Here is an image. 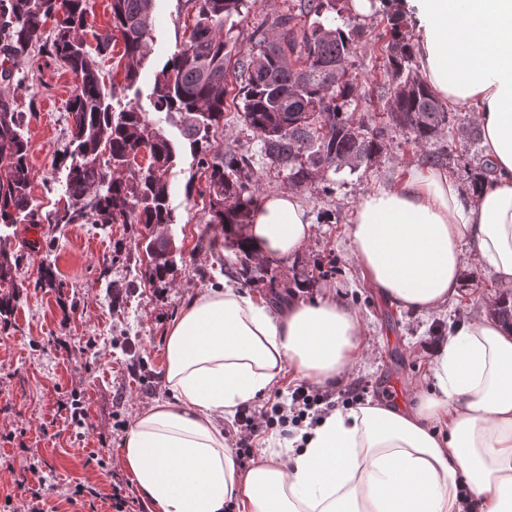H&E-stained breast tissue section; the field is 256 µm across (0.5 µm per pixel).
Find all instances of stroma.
<instances>
[{
    "instance_id": "1",
    "label": "stroma",
    "mask_w": 512,
    "mask_h": 512,
    "mask_svg": "<svg viewBox=\"0 0 512 512\" xmlns=\"http://www.w3.org/2000/svg\"><path fill=\"white\" fill-rule=\"evenodd\" d=\"M293 0H257L233 30L241 48L252 34L270 29ZM194 12L185 0H156L152 53L137 89L123 90L121 47L108 57L116 100H136L150 122H160L150 98L155 76L190 34ZM337 26L360 30L350 76L360 94L349 109L356 116L383 113L376 86L386 57L379 38L384 21L378 7L358 12L346 7ZM29 89L17 103L26 114L30 194L42 222L38 226H0V249L13 265L0 297L12 296L8 323L0 322V512H21L36 477H43L58 512H85L67 499L79 483L98 487L100 512H112V484L128 480L120 454L121 438L136 416L154 400L166 399L162 385L163 335L167 321L188 296L220 277L265 300L271 307L291 295L330 293L344 299L359 317L367 352L354 365L350 383L370 402H385L384 384L397 378L401 401L434 389L431 362L437 346L469 318L489 314L498 297L493 274L467 263L461 292L440 311L401 312L370 288L352 249L350 219L357 202L381 186L398 184L409 165L424 166L425 153L407 147V133L391 129L382 152L358 171L341 170L298 187L297 194L314 224L306 248L293 258L264 263L270 280L249 284L238 274L244 254L239 241L245 225L227 235L211 223L208 173L190 151H182L168 178L174 224L162 228L173 251L174 268L166 282L153 281L142 225L98 224L86 218L56 224L55 212L68 204L65 194L71 120L65 106L76 80L53 59L32 52L21 64ZM239 85L230 82L224 97V122L212 130L213 152L251 156L256 198L289 189L286 169L272 164L244 124ZM482 161V146L456 139L444 168L469 186ZM78 400L86 409L81 425L71 424L63 402ZM102 454L105 467L89 463ZM41 461L33 475L31 458Z\"/></svg>"
}]
</instances>
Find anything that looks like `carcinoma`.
Masks as SVG:
<instances>
[{"label":"carcinoma","instance_id":"obj_1","mask_svg":"<svg viewBox=\"0 0 512 512\" xmlns=\"http://www.w3.org/2000/svg\"><path fill=\"white\" fill-rule=\"evenodd\" d=\"M195 24L186 42L156 75L151 97L159 112L183 117L184 138L198 164L209 169L206 187L216 224H242L254 204V192L239 179L252 158L243 154L209 155L210 133L224 121L227 59H237L242 118L271 162L288 170L297 186L331 170L354 172L381 153L386 125L413 135L417 146L432 145L445 131L458 130L475 142V126H463L419 75L414 47L403 32L400 13L385 14L388 78L383 88L386 123L350 121L346 105L358 83L340 78L356 53L359 32L334 24L345 8L340 0H299V14L282 16L271 32L250 41L243 52L224 27L243 14L248 0H186ZM112 27L90 31L89 0H0V80L21 87L28 75L19 68L34 43L70 71L76 85L66 105L71 117L70 164L66 195L70 204L55 216L73 224L88 214L98 224H141L149 230L175 223L169 207L166 174L182 147L155 127L136 104L114 106L94 57L123 43L124 88L134 87L151 55L154 0H111ZM53 22L44 36L47 22ZM92 36L95 45L85 42ZM23 112L8 90H0V159H8L0 177V224H38L30 196L28 140ZM149 164L136 166L140 151ZM169 242L149 240L146 251L158 262L151 275L166 281L171 270ZM240 277L258 283L265 271L241 262Z\"/></svg>","mask_w":512,"mask_h":512}]
</instances>
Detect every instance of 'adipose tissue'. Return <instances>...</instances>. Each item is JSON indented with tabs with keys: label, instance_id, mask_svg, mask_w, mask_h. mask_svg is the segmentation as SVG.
<instances>
[{
	"label": "adipose tissue",
	"instance_id": "adipose-tissue-1",
	"mask_svg": "<svg viewBox=\"0 0 512 512\" xmlns=\"http://www.w3.org/2000/svg\"><path fill=\"white\" fill-rule=\"evenodd\" d=\"M423 80L473 113L490 163L466 191L446 171L410 166L358 202L353 250L370 284L402 310L429 313L460 293L466 259L512 293V0H397ZM313 224L293 191L264 196L246 250L280 260ZM162 381L126 429L121 455L155 512H512V327L481 316L454 329L432 366L434 390L407 408L330 412L292 454L240 469L224 421L285 372L346 384L365 346L357 315L328 294L274 310L224 284L187 298L164 333ZM448 429L447 438L434 433Z\"/></svg>",
	"mask_w": 512,
	"mask_h": 512
}]
</instances>
